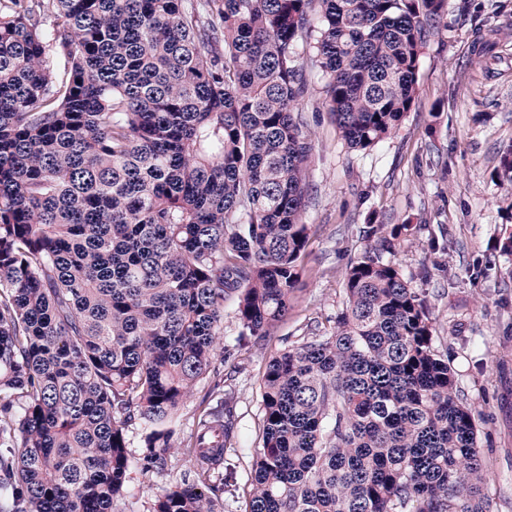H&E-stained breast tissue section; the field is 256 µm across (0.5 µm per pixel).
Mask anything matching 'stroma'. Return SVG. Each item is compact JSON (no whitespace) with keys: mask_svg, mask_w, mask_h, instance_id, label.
<instances>
[{"mask_svg":"<svg viewBox=\"0 0 512 512\" xmlns=\"http://www.w3.org/2000/svg\"><path fill=\"white\" fill-rule=\"evenodd\" d=\"M483 19L500 28L495 42L479 41ZM300 53L308 90L296 117L313 145L304 271L288 319L266 340L238 344L236 305H224L223 348L237 367L225 382L236 397L237 444L236 491L225 495L224 512L245 509L270 353L330 332L345 269L362 248L358 229L372 221L416 227L392 260L431 300L458 384L485 416L484 492L493 512H512V255L494 248L512 226V183L497 170L512 144V0H448L425 39L414 104L398 131L367 152L350 149L332 122L315 51ZM433 234L447 239L448 251L430 249ZM193 470L177 451L163 471L133 472L116 512H147L156 494Z\"/></svg>","mask_w":512,"mask_h":512,"instance_id":"obj_1","label":"stroma"}]
</instances>
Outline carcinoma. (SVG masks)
Wrapping results in <instances>:
<instances>
[{
    "instance_id": "carcinoma-1",
    "label": "carcinoma",
    "mask_w": 512,
    "mask_h": 512,
    "mask_svg": "<svg viewBox=\"0 0 512 512\" xmlns=\"http://www.w3.org/2000/svg\"><path fill=\"white\" fill-rule=\"evenodd\" d=\"M36 2L0 0V512H113L210 372L193 477L149 512H222L224 303L241 338L270 335L308 240L301 42L368 150L410 111L447 0H53L48 26ZM412 231L360 227L332 333L269 360L245 512H492L480 414L381 256ZM125 431L129 453L133 458H139L142 453L143 438L146 433L144 424L139 418H132Z\"/></svg>"
}]
</instances>
